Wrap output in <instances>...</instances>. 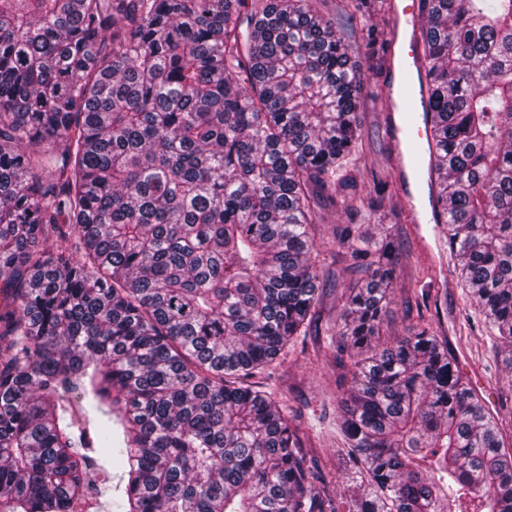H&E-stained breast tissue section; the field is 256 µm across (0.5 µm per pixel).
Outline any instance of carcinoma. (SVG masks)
<instances>
[{"label":"carcinoma","mask_w":512,"mask_h":512,"mask_svg":"<svg viewBox=\"0 0 512 512\" xmlns=\"http://www.w3.org/2000/svg\"><path fill=\"white\" fill-rule=\"evenodd\" d=\"M325 0H0V512H512V447L424 327L380 342L394 238L332 244L336 473L248 383L313 322L318 193L365 76ZM384 61L376 0H342ZM455 273L512 353V0H420Z\"/></svg>","instance_id":"1"}]
</instances>
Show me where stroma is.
<instances>
[{
    "mask_svg": "<svg viewBox=\"0 0 512 512\" xmlns=\"http://www.w3.org/2000/svg\"><path fill=\"white\" fill-rule=\"evenodd\" d=\"M327 12L337 31L353 46L368 93H375L384 82L386 68L368 57L365 32L349 25L341 0H328ZM360 120L363 171L357 177V193L363 202L352 210L322 207L320 235L331 239L337 224L363 225L378 238L393 234L398 245L397 280L380 325L381 339L393 340L412 326L434 332L445 340L449 357L488 412L499 418L504 429H511L512 355L490 336L457 279L446 225L416 224L407 215L412 205L427 212V180L402 179L386 109L364 101ZM378 186L386 188V198L375 194ZM348 263L342 253L329 261L331 277L320 296L315 322L257 377L260 389L297 428L303 447L330 468L336 463V406L344 391V370L336 363L335 339L328 328L352 286L344 272Z\"/></svg>",
    "mask_w": 512,
    "mask_h": 512,
    "instance_id": "1",
    "label": "stroma"
}]
</instances>
